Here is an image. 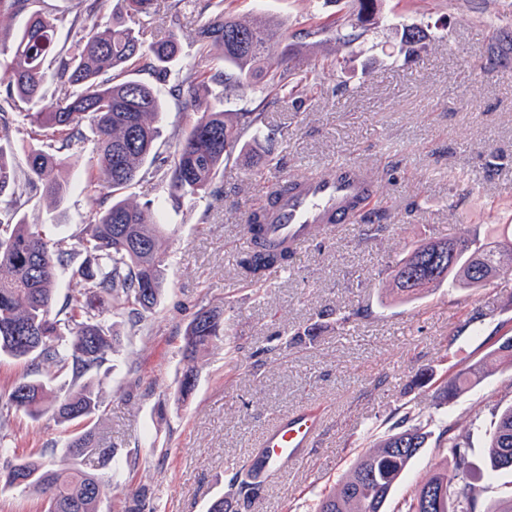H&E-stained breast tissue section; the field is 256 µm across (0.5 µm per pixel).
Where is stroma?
Listing matches in <instances>:
<instances>
[{
    "label": "stroma",
    "mask_w": 512,
    "mask_h": 512,
    "mask_svg": "<svg viewBox=\"0 0 512 512\" xmlns=\"http://www.w3.org/2000/svg\"><path fill=\"white\" fill-rule=\"evenodd\" d=\"M243 20L262 16L297 40V67H319L324 91L303 108L243 95L262 107L270 129L288 134L280 166L251 177L229 163L221 193L210 202L165 204L156 215L172 261L161 305L139 326L115 320L121 338L103 366V445L130 463L118 489L106 493L101 512H123L138 488L150 489L144 512H208L225 496L232 465L245 464L264 430L283 415L310 406L327 419L303 464L269 480L249 512H304L348 470L356 454L391 434L402 416L429 432L426 448L393 491L386 512H399L438 463L442 432L463 439L470 468L459 483L479 489L476 512L512 495V470L483 476L489 432L512 403V366L490 367L453 404L436 396L446 380L512 337V275L475 292L448 285L413 301L387 298L388 267L429 239L494 235L512 225V58L481 67L492 43L491 24L512 22V0H377L376 26L343 47L320 32L323 21L347 13L351 0H224ZM428 33L417 61L400 54L398 25ZM345 59L344 69L330 68ZM345 95H337L338 83ZM154 88L164 104L160 152L175 129L192 119L167 84ZM362 165L375 183L369 205L385 227L374 238L359 225L322 232L293 257L288 271L271 274V292L256 297L236 265L243 247L245 211L267 184L287 175L333 173L337 162ZM466 183L450 186L449 171ZM65 202L49 206L32 196L29 223L52 224L59 235L88 219L80 190L83 168L73 160ZM224 309L225 345L204 352L193 394L179 400L178 354L184 329L200 302ZM360 306L365 319L337 330L325 311ZM486 313L477 332L457 334L473 308ZM313 328L311 344L280 355H258L269 338ZM7 434L18 455L54 444L61 461L68 428L51 418H13Z\"/></svg>",
    "instance_id": "stroma-1"
}]
</instances>
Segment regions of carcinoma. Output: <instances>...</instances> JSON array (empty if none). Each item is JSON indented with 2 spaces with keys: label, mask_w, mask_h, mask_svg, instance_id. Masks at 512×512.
<instances>
[{
  "label": "carcinoma",
  "mask_w": 512,
  "mask_h": 512,
  "mask_svg": "<svg viewBox=\"0 0 512 512\" xmlns=\"http://www.w3.org/2000/svg\"><path fill=\"white\" fill-rule=\"evenodd\" d=\"M107 0H72L59 12L46 0H0V18L22 15L14 32L0 29V357L25 361L33 370L0 393V493L15 490L35 493L46 512H101L104 491L112 486L116 449L103 447L97 436L101 414V385L94 375L115 351L117 337L102 323L104 315L128 316L139 323L153 316L164 293L169 255L162 249L163 229L154 203L140 205L122 197L142 176L148 161L158 162L153 176L157 202H195L217 196L216 184L224 177V163L242 159L248 167L259 164L258 148L274 141L264 126L263 113L242 105L250 86L282 98L297 107L322 94L318 74L296 73L288 53L274 66H266L271 48L288 39L287 31L265 21H241L224 11L217 0L215 14L195 29L197 63L182 65V21L201 19V0H167L166 14L177 28L145 42L124 17L140 27L153 23L155 0H122L125 16L112 23L97 22ZM375 0H357L356 17L327 20L322 30L335 34L345 46L367 31L374 20ZM73 33L60 44L57 32ZM427 39L418 27L404 28L400 44L413 57ZM148 72L170 84L173 96L183 101L194 118L176 132L165 157L157 149L158 117L163 104L154 88L131 78ZM37 139L30 146L26 170L13 162V145L24 137ZM87 170L84 193L89 219L80 225L75 242L50 235L47 225L30 224L21 214L36 191L52 204L68 197L70 180L63 175L71 157ZM246 228L252 247L239 260L242 274L261 287L267 272L288 266V247L268 241L263 216L249 215ZM83 260L72 266L74 254ZM72 266L76 288L56 306V270ZM512 272V229L492 240L477 238L428 241L415 246L392 269V291L408 301L424 290L448 284L478 290ZM340 329L364 315L349 306L334 310ZM224 342V310L203 304L187 324L180 346L183 364L179 398L187 397L197 382L196 362L214 344ZM512 360V338L488 353V361L457 371L440 391V400L452 402L463 388L480 378L487 362ZM49 366L70 377L56 385L39 377ZM30 418L45 415L62 426H75L69 438L66 466L39 456L19 457L3 433L9 414ZM421 429L397 424V431L358 455L337 486L313 501L309 512H385L386 504L403 473L426 447ZM457 471L469 462L465 446L450 436L442 443ZM89 452L97 455L99 471L81 467ZM512 455V404L505 406L488 438L485 467L504 468ZM230 492L246 508L259 497L263 483L245 466L231 469ZM444 488V512H475L473 484L453 485L448 466L440 467L405 502L401 512H427L424 494Z\"/></svg>",
  "instance_id": "cac0c4a2"
}]
</instances>
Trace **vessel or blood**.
I'll return each mask as SVG.
<instances>
[{"mask_svg":"<svg viewBox=\"0 0 512 512\" xmlns=\"http://www.w3.org/2000/svg\"><path fill=\"white\" fill-rule=\"evenodd\" d=\"M373 192V181L359 165L340 163L330 177L297 180L295 188L269 208L265 236L269 241L301 251L317 231L356 223L363 202ZM321 427L318 415L303 411L284 416L269 428L254 456L260 466V478L300 464Z\"/></svg>","mask_w":512,"mask_h":512,"instance_id":"b4317fda","label":"vessel or blood"}]
</instances>
